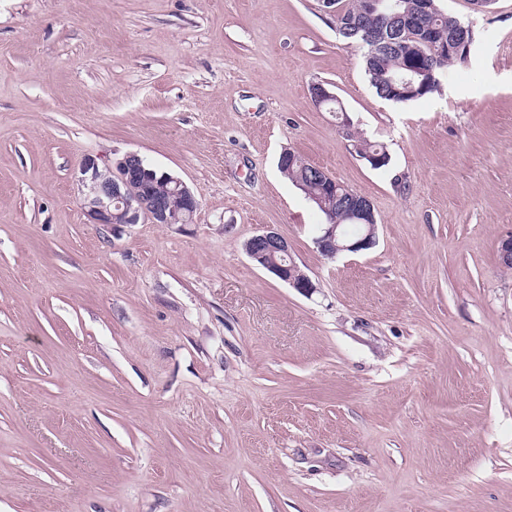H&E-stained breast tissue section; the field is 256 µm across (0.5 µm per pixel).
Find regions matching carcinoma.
Returning <instances> with one entry per match:
<instances>
[{"instance_id":"obj_1","label":"carcinoma","mask_w":512,"mask_h":512,"mask_svg":"<svg viewBox=\"0 0 512 512\" xmlns=\"http://www.w3.org/2000/svg\"><path fill=\"white\" fill-rule=\"evenodd\" d=\"M339 11L331 17L339 39L363 50L365 74L376 94L387 101L401 104L425 97L434 88L425 84V77L412 70H434L441 73L445 68L460 63L453 54L438 55L427 48H419L416 28H403V20L392 19L393 13L379 8L374 12L365 9L363 0H335ZM440 0H432V13L421 19L429 28L433 40L448 42V33L455 31L461 20L444 11ZM414 77L417 86L412 97H402L397 88L405 77Z\"/></svg>"}]
</instances>
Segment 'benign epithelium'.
<instances>
[{"label": "benign epithelium", "mask_w": 512, "mask_h": 512, "mask_svg": "<svg viewBox=\"0 0 512 512\" xmlns=\"http://www.w3.org/2000/svg\"><path fill=\"white\" fill-rule=\"evenodd\" d=\"M466 35L451 42L447 51L461 58L469 56L474 40L473 30L465 28ZM158 169L148 165L136 152H128L113 164L99 163L93 156H86L79 167L78 182L82 188V206L90 223L137 224L149 221L153 224H190L199 208V202L189 187L178 177L164 171L162 177L175 185L182 206L171 207L155 195L150 184L155 182ZM348 217L361 224L365 233L359 237H347L340 225L331 218L314 239L317 249L333 258L342 253H359L376 243V217L370 200L353 190L341 200ZM244 250L252 260L278 279L300 292L309 293L313 282L294 262L288 241L271 227H266L244 243Z\"/></svg>", "instance_id": "7a95c632"}]
</instances>
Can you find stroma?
I'll list each match as a JSON object with an SVG mask.
<instances>
[{"mask_svg":"<svg viewBox=\"0 0 512 512\" xmlns=\"http://www.w3.org/2000/svg\"><path fill=\"white\" fill-rule=\"evenodd\" d=\"M441 4L470 56L395 104L317 0H0V512H512V0ZM286 149L375 246L317 250ZM129 151L193 223H88ZM250 259L296 290L309 293L315 288L313 282L294 262L288 241L271 227H265L244 243ZM286 262L288 264L286 265Z\"/></svg>","mask_w":512,"mask_h":512,"instance_id":"obj_1","label":"stroma"}]
</instances>
